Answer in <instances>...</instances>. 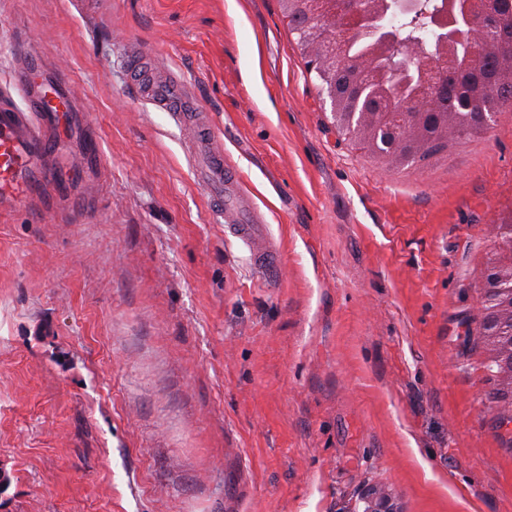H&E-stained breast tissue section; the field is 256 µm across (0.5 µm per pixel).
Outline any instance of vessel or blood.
<instances>
[{
    "instance_id": "vessel-or-blood-1",
    "label": "vessel or blood",
    "mask_w": 512,
    "mask_h": 512,
    "mask_svg": "<svg viewBox=\"0 0 512 512\" xmlns=\"http://www.w3.org/2000/svg\"><path fill=\"white\" fill-rule=\"evenodd\" d=\"M27 68L17 72L23 104H16L8 90H0V210L34 211L35 193L59 181L56 170L45 166L44 156L55 144L65 119L75 117V107L61 91L28 82ZM144 98L155 109L169 113L193 138L186 150L196 179L208 192L225 235L242 243L254 266L266 280H274L282 256L263 240V217L244 195L234 190L239 177L228 170L224 147L212 131L189 83L175 76L164 85L148 87Z\"/></svg>"
}]
</instances>
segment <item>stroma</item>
<instances>
[{
	"label": "stroma",
	"mask_w": 512,
	"mask_h": 512,
	"mask_svg": "<svg viewBox=\"0 0 512 512\" xmlns=\"http://www.w3.org/2000/svg\"><path fill=\"white\" fill-rule=\"evenodd\" d=\"M89 131L66 221L0 212V512H512L478 331L512 217V106L422 163L338 134L280 0H0ZM184 77L281 250L225 237L129 52ZM359 502L364 504L363 510L350 512H401L392 496L375 486L362 487Z\"/></svg>",
	"instance_id": "1"
}]
</instances>
